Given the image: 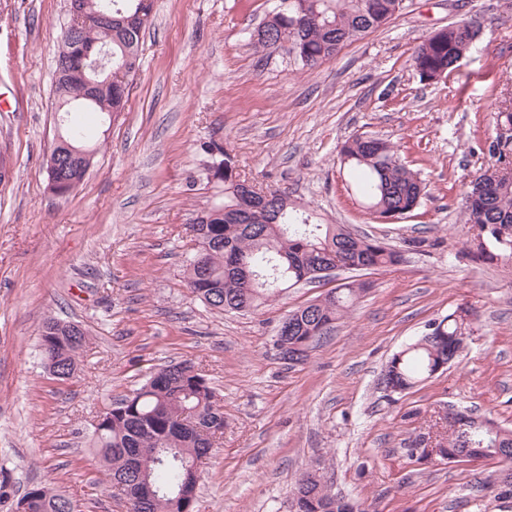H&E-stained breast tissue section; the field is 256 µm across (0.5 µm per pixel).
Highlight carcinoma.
I'll list each match as a JSON object with an SVG mask.
<instances>
[{
  "instance_id": "1",
  "label": "carcinoma",
  "mask_w": 512,
  "mask_h": 512,
  "mask_svg": "<svg viewBox=\"0 0 512 512\" xmlns=\"http://www.w3.org/2000/svg\"><path fill=\"white\" fill-rule=\"evenodd\" d=\"M105 0H70L69 13L84 18L77 36L61 33L57 56L71 61L54 81L55 107L67 116L64 133L46 164L51 192L72 193L92 166L97 148L89 145L85 129L70 119L74 109L88 108L109 120L125 109L128 78L139 68L141 34L151 17L145 0H112V24L96 21ZM398 0H294V8L273 12L263 23L265 39L289 45L295 60L312 67L332 58L347 42L382 27L394 16ZM478 35L471 22H459L431 35L416 50L412 63L421 80L434 82L454 70ZM107 46L112 50V73H103L90 86L91 76L81 69L80 48ZM489 167L512 166V134L495 133L487 145ZM341 162L355 173L357 190L366 209L376 218L403 216L416 209L425 195L422 181L405 166L389 141L356 135L343 143ZM220 166L208 167L211 178L224 184V202L198 216L189 230L201 267L188 263L186 281L191 292L220 311L253 312L301 280L311 283L314 272L333 260H347L355 270L397 265L402 252L381 242L354 239L341 224H317L312 216L288 199L271 192L245 197L241 179L229 152ZM465 222L484 231L497 246L507 232L512 242V177L495 181L479 175L471 182ZM360 289L350 284L288 313L287 334L281 337L282 357L290 362L308 358L314 344L353 307ZM87 342L76 324L53 317L42 326L41 352L48 370L59 379L70 378L77 357ZM460 351L456 313L428 325L415 342L393 354L383 383L401 393L431 378L439 365L457 358ZM102 429L93 431L90 447L111 476V487L138 501L132 512H192L197 477L190 462L208 453L224 434V412L212 388L194 364L184 361L160 368L140 389L118 399L103 411ZM466 436L448 437L452 452L472 457L498 448L496 459L512 471V430L490 418L471 420ZM302 512H365L362 504H345L331 496L321 475L307 473L295 487ZM28 512H67L69 500L39 484L24 492Z\"/></svg>"
}]
</instances>
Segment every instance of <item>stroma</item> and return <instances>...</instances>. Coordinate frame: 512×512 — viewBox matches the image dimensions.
Returning a JSON list of instances; mask_svg holds the SVG:
<instances>
[{
    "mask_svg": "<svg viewBox=\"0 0 512 512\" xmlns=\"http://www.w3.org/2000/svg\"><path fill=\"white\" fill-rule=\"evenodd\" d=\"M280 0H153L130 80L84 182L60 199L46 159L60 127L55 57L68 0H0V466L13 489L47 484L77 512H121L88 446L98 412L158 368L204 373L224 435L201 467L193 512H290L295 483L322 475L367 512H512L501 466L424 459L411 449L445 434L449 409L512 429V256L469 251L464 223L479 146L512 105V0H405L385 26L304 68L249 36ZM481 34L436 82L417 47L455 22ZM354 135L393 143L427 195L412 213L374 219L339 150ZM234 155L258 188L288 195L321 224L402 250L400 264L338 273L365 283L309 359L282 360L280 320L329 285L302 283L254 313L213 309L186 284L189 226L222 201L203 143ZM472 333L457 362L400 394L379 383L393 352L458 307ZM79 325L88 340L74 375H51L42 324Z\"/></svg>",
    "mask_w": 512,
    "mask_h": 512,
    "instance_id": "35a3bbf8",
    "label": "stroma"
}]
</instances>
